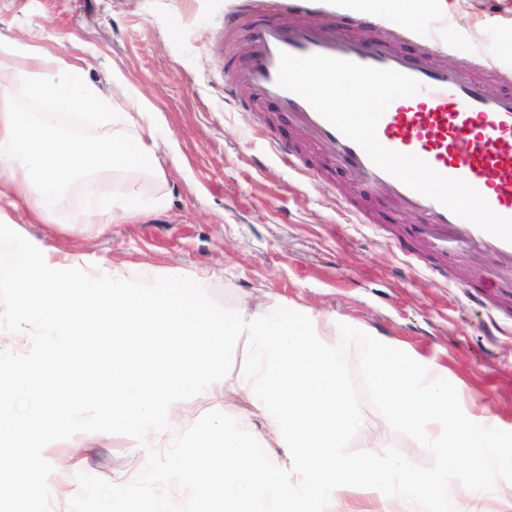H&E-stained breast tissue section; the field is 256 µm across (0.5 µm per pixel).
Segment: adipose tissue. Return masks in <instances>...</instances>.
<instances>
[{
	"instance_id": "obj_1",
	"label": "adipose tissue",
	"mask_w": 512,
	"mask_h": 512,
	"mask_svg": "<svg viewBox=\"0 0 512 512\" xmlns=\"http://www.w3.org/2000/svg\"><path fill=\"white\" fill-rule=\"evenodd\" d=\"M0 200L20 201L35 223H56L77 178L91 199L88 210L73 213L71 225L120 224L138 220L150 208L131 188L100 192L96 174L147 172L163 176L151 105H140L141 121L126 130L114 99L83 79L78 60H67L35 45L0 38ZM77 116L88 124L111 126L112 133L88 139L60 134L55 123Z\"/></svg>"
}]
</instances>
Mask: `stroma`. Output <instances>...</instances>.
Returning a JSON list of instances; mask_svg holds the SVG:
<instances>
[{
  "label": "stroma",
  "instance_id": "35a3bbf8",
  "mask_svg": "<svg viewBox=\"0 0 512 512\" xmlns=\"http://www.w3.org/2000/svg\"><path fill=\"white\" fill-rule=\"evenodd\" d=\"M337 25L359 40L379 36L367 10L340 0ZM257 0H0V37L83 61L86 80L108 91L120 75L117 111L138 122L149 103L161 136L165 175L129 173L123 183L165 205L131 224H32L23 208L0 206L13 230L57 254H79L137 274L213 273L208 292L237 308L259 294L289 309L330 314L337 322L392 340L447 372L468 418L512 432V271L480 249L449 246L448 273L422 247L421 221L386 211L341 167L318 158L287 116L243 85L226 88L224 62L248 60L246 19ZM405 41L408 55L441 52L440 33L487 56L481 79L512 63V0H429ZM301 150L305 175L276 152ZM368 223H358L355 212ZM65 481L49 478L52 512H70L77 474L134 478L146 460L136 439L83 433L46 447Z\"/></svg>",
  "mask_w": 512,
  "mask_h": 512
}]
</instances>
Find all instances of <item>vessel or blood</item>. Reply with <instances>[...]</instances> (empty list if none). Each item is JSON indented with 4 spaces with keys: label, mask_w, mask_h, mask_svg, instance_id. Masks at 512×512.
<instances>
[{
    "label": "vessel or blood",
    "mask_w": 512,
    "mask_h": 512,
    "mask_svg": "<svg viewBox=\"0 0 512 512\" xmlns=\"http://www.w3.org/2000/svg\"><path fill=\"white\" fill-rule=\"evenodd\" d=\"M311 2L288 0L289 10L297 16L290 25L250 22V57L244 67L232 69L234 81L252 87L259 98L274 101L330 162L347 168L365 187L422 217L430 227L434 249L445 250L452 239L463 245L477 242L497 263L512 266V243L455 216L377 168L359 145L304 99L277 84L283 52L299 57L321 54L395 69L415 78L420 91L389 105L377 127L379 141L387 148L419 156L444 176L465 180L494 212L512 218V67L499 66L498 84L491 87L476 77L484 59L461 54L457 42L444 44L445 52L460 59L459 68L450 71L423 58L411 59L399 50V43L420 36L406 23H383L380 37L362 42L336 25L332 8H315Z\"/></svg>",
    "instance_id": "b4317fda"
}]
</instances>
